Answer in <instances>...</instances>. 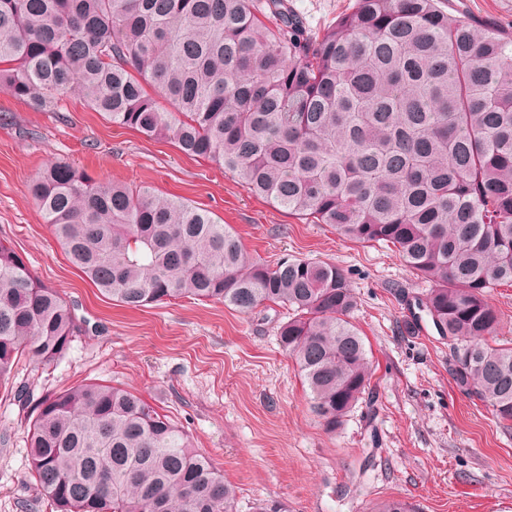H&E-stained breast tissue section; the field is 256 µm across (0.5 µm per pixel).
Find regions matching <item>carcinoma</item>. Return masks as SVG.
I'll return each instance as SVG.
<instances>
[{
    "instance_id": "carcinoma-1",
    "label": "carcinoma",
    "mask_w": 512,
    "mask_h": 512,
    "mask_svg": "<svg viewBox=\"0 0 512 512\" xmlns=\"http://www.w3.org/2000/svg\"><path fill=\"white\" fill-rule=\"evenodd\" d=\"M0 88L37 110L76 90L301 220L384 242L433 284L456 386L512 429V345L490 291L512 283V33L439 0H355L310 32L288 0H0ZM173 111L162 110V103ZM29 190L67 259L128 308L189 299L287 307L279 343L329 432L371 390L344 271L251 256L207 211L68 162ZM75 308L0 240V385L64 357ZM30 477L54 512H235L224 476L132 388L81 383L32 409ZM371 512H411L388 499Z\"/></svg>"
}]
</instances>
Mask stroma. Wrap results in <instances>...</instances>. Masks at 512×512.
Wrapping results in <instances>:
<instances>
[{
	"mask_svg": "<svg viewBox=\"0 0 512 512\" xmlns=\"http://www.w3.org/2000/svg\"><path fill=\"white\" fill-rule=\"evenodd\" d=\"M314 31L354 0H290ZM448 13L512 29V0H442ZM67 161L104 182L144 185L207 210L253 256L336 264L356 296L352 321L373 354L374 401L336 432L310 411L276 328L284 312L240 313L176 300L113 304L66 259L29 192L46 164ZM89 326L48 367L20 361L15 388L31 402L89 380L137 388L174 418L235 495L237 512L264 501L283 512H370L399 498L417 512H512V429L452 379L455 353L412 303L428 285L394 247L346 239L253 195L231 173L170 141L112 124L75 93L40 111L0 89V240ZM29 409L0 387V512H48L29 480Z\"/></svg>",
	"mask_w": 512,
	"mask_h": 512,
	"instance_id": "obj_1",
	"label": "stroma"
}]
</instances>
